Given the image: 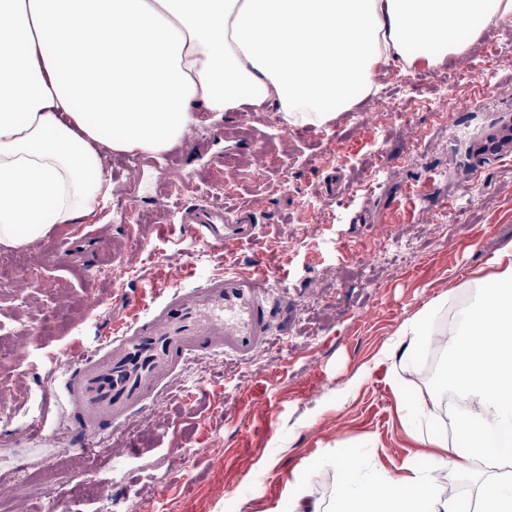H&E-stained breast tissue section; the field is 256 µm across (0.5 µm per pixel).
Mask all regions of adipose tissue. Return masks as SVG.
I'll return each instance as SVG.
<instances>
[{"label": "adipose tissue", "mask_w": 512, "mask_h": 512, "mask_svg": "<svg viewBox=\"0 0 512 512\" xmlns=\"http://www.w3.org/2000/svg\"><path fill=\"white\" fill-rule=\"evenodd\" d=\"M506 18L512 0H0V244L109 207L100 150L158 154L246 106L322 125L382 68L461 53L476 24ZM490 265L448 341V388L468 407L430 430L440 455L372 481L343 453L332 512H460L434 471L512 456V244ZM432 317L403 324L400 368L432 344ZM476 512H512V476L478 477Z\"/></svg>", "instance_id": "ef3b65f1"}]
</instances>
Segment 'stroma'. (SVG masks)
Returning a JSON list of instances; mask_svg holds the SVG:
<instances>
[{
    "label": "stroma",
    "mask_w": 512,
    "mask_h": 512,
    "mask_svg": "<svg viewBox=\"0 0 512 512\" xmlns=\"http://www.w3.org/2000/svg\"><path fill=\"white\" fill-rule=\"evenodd\" d=\"M496 69L457 71L487 46ZM377 96L357 98L320 126L284 128L278 112L211 118L196 144L170 153L183 170L131 168L109 153L114 198L92 224H56L21 247L0 244V512H273L289 481H308L330 507L351 449L376 472L426 468L437 454L405 422L403 400L446 399L445 356L396 368L390 347L434 298L472 304L474 279L512 243V156L480 151L512 124V19L481 27L461 54L410 71L388 66ZM411 123L395 124L393 111ZM254 130L240 137L241 126ZM241 163L228 175L225 159ZM204 200L250 210L254 237L206 247L183 208ZM461 211L460 223L448 214ZM105 248L61 260L65 243ZM265 272L269 342L245 358L195 357L146 409L77 454L54 391L59 361L93 354L159 306L170 290L227 272ZM42 422L41 433L26 428Z\"/></svg>",
    "instance_id": "35a3bbf8"
}]
</instances>
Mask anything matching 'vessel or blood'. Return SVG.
<instances>
[{
	"instance_id": "obj_1",
	"label": "vessel or blood",
	"mask_w": 512,
	"mask_h": 512,
	"mask_svg": "<svg viewBox=\"0 0 512 512\" xmlns=\"http://www.w3.org/2000/svg\"><path fill=\"white\" fill-rule=\"evenodd\" d=\"M186 234L209 247L248 241L255 220L198 204L184 215ZM267 277L225 274L206 287L174 292L134 330L109 338L96 356L64 362L62 396L73 435L83 447L112 422L141 409L146 394L167 372L214 352L242 358L267 343Z\"/></svg>"
}]
</instances>
